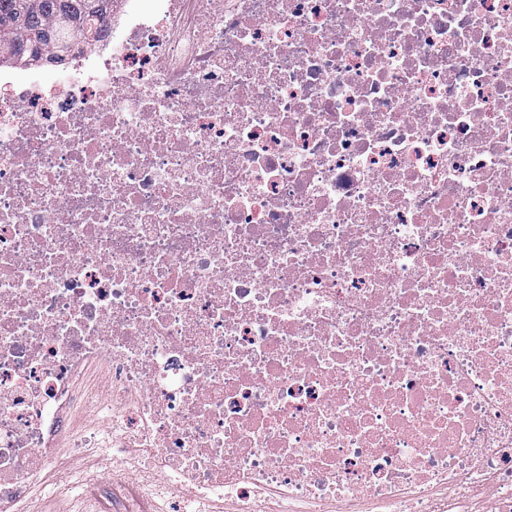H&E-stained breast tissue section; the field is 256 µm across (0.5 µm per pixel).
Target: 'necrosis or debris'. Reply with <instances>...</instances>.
Returning a JSON list of instances; mask_svg holds the SVG:
<instances>
[{
  "instance_id": "obj_1",
  "label": "necrosis or debris",
  "mask_w": 512,
  "mask_h": 512,
  "mask_svg": "<svg viewBox=\"0 0 512 512\" xmlns=\"http://www.w3.org/2000/svg\"><path fill=\"white\" fill-rule=\"evenodd\" d=\"M0 79V512L65 448L169 512H512V0H113Z\"/></svg>"
}]
</instances>
